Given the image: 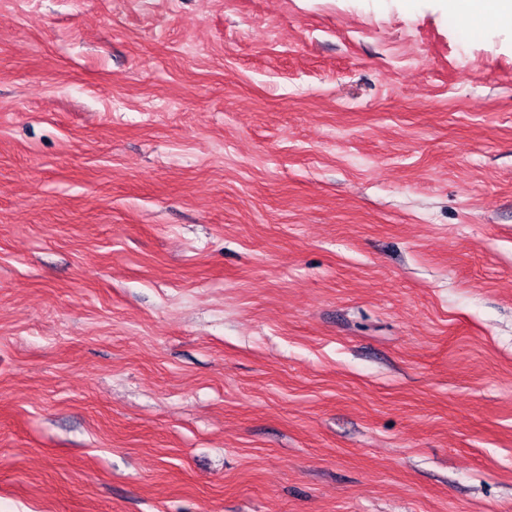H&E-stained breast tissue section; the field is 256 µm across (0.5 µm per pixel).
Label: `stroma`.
<instances>
[{"instance_id": "stroma-1", "label": "stroma", "mask_w": 512, "mask_h": 512, "mask_svg": "<svg viewBox=\"0 0 512 512\" xmlns=\"http://www.w3.org/2000/svg\"><path fill=\"white\" fill-rule=\"evenodd\" d=\"M0 512H512V37L0 0Z\"/></svg>"}]
</instances>
